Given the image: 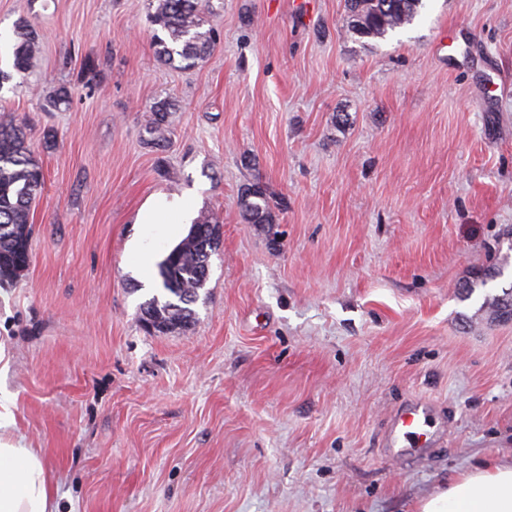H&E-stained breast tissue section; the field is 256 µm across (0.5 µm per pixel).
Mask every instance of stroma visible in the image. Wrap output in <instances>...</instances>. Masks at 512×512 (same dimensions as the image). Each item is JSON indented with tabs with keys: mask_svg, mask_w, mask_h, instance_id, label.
Wrapping results in <instances>:
<instances>
[{
	"mask_svg": "<svg viewBox=\"0 0 512 512\" xmlns=\"http://www.w3.org/2000/svg\"><path fill=\"white\" fill-rule=\"evenodd\" d=\"M147 4L0 0V115L45 174L0 286V435L41 450L60 512H415L511 461L512 320L489 300L512 286V0H423L383 39L349 34L346 0H212L186 69ZM24 22L39 54L15 74ZM256 179L270 227L242 218ZM159 194L223 226L186 333L141 320L163 290L129 245ZM414 395L446 438L395 460L381 432ZM176 107V102L169 98L156 101L148 110L149 114L145 119L144 129L150 136L152 144L158 147H165L167 137L164 134L167 127V118Z\"/></svg>",
	"mask_w": 512,
	"mask_h": 512,
	"instance_id": "35a3bbf8",
	"label": "stroma"
}]
</instances>
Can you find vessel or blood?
Segmentation results:
<instances>
[{
	"label": "vessel or blood",
	"instance_id": "b4317fda",
	"mask_svg": "<svg viewBox=\"0 0 512 512\" xmlns=\"http://www.w3.org/2000/svg\"><path fill=\"white\" fill-rule=\"evenodd\" d=\"M444 431L443 425L432 421L425 400L419 399L394 413L385 433V443L391 456L400 458L431 447Z\"/></svg>",
	"mask_w": 512,
	"mask_h": 512
}]
</instances>
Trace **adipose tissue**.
Listing matches in <instances>:
<instances>
[{
    "instance_id": "1",
    "label": "adipose tissue",
    "mask_w": 512,
    "mask_h": 512,
    "mask_svg": "<svg viewBox=\"0 0 512 512\" xmlns=\"http://www.w3.org/2000/svg\"><path fill=\"white\" fill-rule=\"evenodd\" d=\"M189 199H150L139 214L146 236L192 211ZM0 512H57L54 489L37 449L0 440ZM417 512H512V463L476 468L420 500Z\"/></svg>"
}]
</instances>
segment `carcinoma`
<instances>
[{
  "label": "carcinoma",
  "instance_id": "1",
  "mask_svg": "<svg viewBox=\"0 0 512 512\" xmlns=\"http://www.w3.org/2000/svg\"><path fill=\"white\" fill-rule=\"evenodd\" d=\"M348 30L359 37L383 38L414 21L422 0H347ZM152 25L161 34L154 37L155 55L174 68H190L205 59L215 42V32L203 29L204 15L211 13V0H150ZM39 38L35 29L21 25L16 30L12 67L18 73L35 63ZM176 107L169 98L156 101L145 119L144 129L152 144L163 147L167 118ZM44 184L42 166L28 145L25 128L11 120L0 123V284L14 280L30 262L32 202ZM242 218L249 224H273L266 186L255 181L240 198ZM221 225L211 215L199 216L186 238L165 257L168 272H159L163 289L177 301L153 298L141 309V319L159 334L187 331L196 322L192 308L207 283L210 258L217 252ZM498 317L512 320V289L494 298Z\"/></svg>",
  "mask_w": 512,
  "mask_h": 512
}]
</instances>
